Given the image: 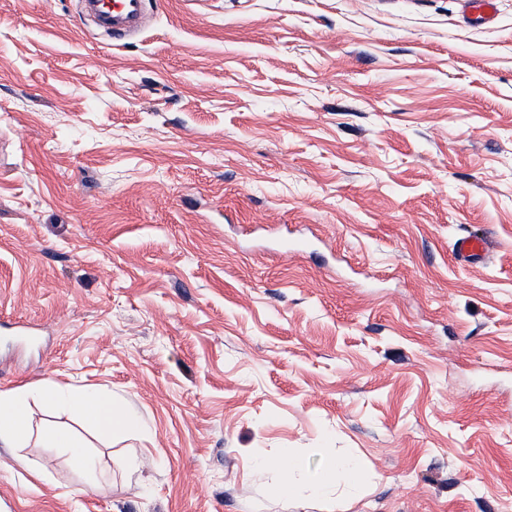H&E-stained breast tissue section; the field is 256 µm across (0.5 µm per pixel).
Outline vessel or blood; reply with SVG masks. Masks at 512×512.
<instances>
[{"label": "vessel or blood", "mask_w": 512, "mask_h": 512, "mask_svg": "<svg viewBox=\"0 0 512 512\" xmlns=\"http://www.w3.org/2000/svg\"><path fill=\"white\" fill-rule=\"evenodd\" d=\"M150 0H78L77 13L101 35L119 42L133 39L145 28ZM491 244L486 237L469 235L456 242L460 259L483 256Z\"/></svg>", "instance_id": "1"}]
</instances>
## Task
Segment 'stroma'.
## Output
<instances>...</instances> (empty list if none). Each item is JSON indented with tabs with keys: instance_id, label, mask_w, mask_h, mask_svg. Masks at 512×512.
Segmentation results:
<instances>
[{
	"instance_id": "obj_1",
	"label": "stroma",
	"mask_w": 512,
	"mask_h": 512,
	"mask_svg": "<svg viewBox=\"0 0 512 512\" xmlns=\"http://www.w3.org/2000/svg\"><path fill=\"white\" fill-rule=\"evenodd\" d=\"M465 5L153 0L113 44L0 0V391L143 425L56 412L94 475L32 403L11 512H512V0ZM344 451L362 499L273 500ZM490 249L491 244L484 236H464L456 242V253L461 260L486 255ZM38 397L44 399L49 413L57 407L66 408L104 435L116 431L136 433L141 426L136 411L117 405L93 390L57 388L46 392L24 386L0 392V444L18 448L27 442L31 430L30 400ZM45 423L50 426L48 436L52 443L58 448H65L71 455L72 462L86 470L95 471L96 462L90 456H88L82 448V444L79 442L76 434L68 429L62 427L51 426V421L46 420Z\"/></svg>"
}]
</instances>
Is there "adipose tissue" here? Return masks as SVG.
<instances>
[{
	"label": "adipose tissue",
	"mask_w": 512,
	"mask_h": 512,
	"mask_svg": "<svg viewBox=\"0 0 512 512\" xmlns=\"http://www.w3.org/2000/svg\"><path fill=\"white\" fill-rule=\"evenodd\" d=\"M43 398L48 411L62 407L80 416L97 432L109 435L118 431L130 434L141 426L138 413L117 405L92 390L72 391L57 388L45 393L28 386L0 392V444L15 448L27 442L30 430V402ZM363 467L355 456L334 458L318 476L306 474L304 461H292L281 477L276 493L284 499L310 501L329 496L359 498Z\"/></svg>",
	"instance_id": "1"
}]
</instances>
